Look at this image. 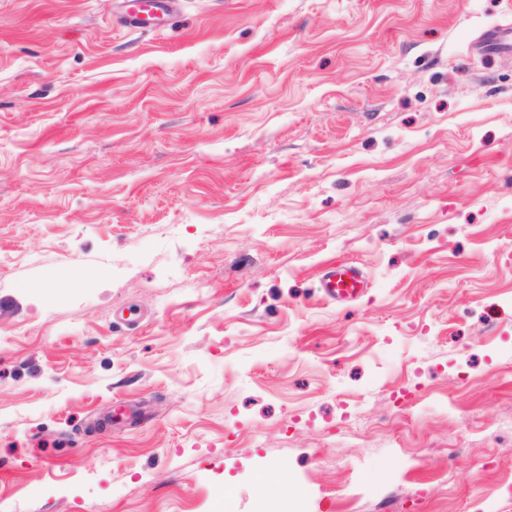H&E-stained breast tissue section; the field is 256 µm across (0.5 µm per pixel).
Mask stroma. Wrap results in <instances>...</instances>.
Masks as SVG:
<instances>
[{"label": "stroma", "mask_w": 512, "mask_h": 512, "mask_svg": "<svg viewBox=\"0 0 512 512\" xmlns=\"http://www.w3.org/2000/svg\"><path fill=\"white\" fill-rule=\"evenodd\" d=\"M123 10L0 0L8 512H512V0ZM123 21L131 28L142 30L173 13L176 0H125ZM368 285L360 268L353 263L328 267L320 277V288L324 295L340 303L354 301Z\"/></svg>", "instance_id": "stroma-1"}]
</instances>
